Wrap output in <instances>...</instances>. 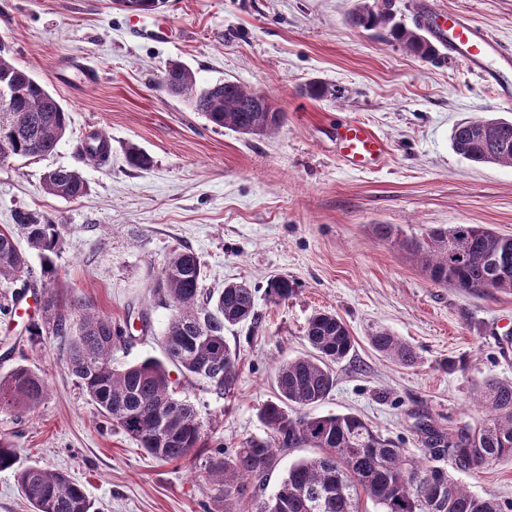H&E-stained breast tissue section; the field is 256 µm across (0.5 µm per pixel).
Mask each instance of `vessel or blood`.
<instances>
[{
  "label": "vessel or blood",
  "mask_w": 512,
  "mask_h": 512,
  "mask_svg": "<svg viewBox=\"0 0 512 512\" xmlns=\"http://www.w3.org/2000/svg\"><path fill=\"white\" fill-rule=\"evenodd\" d=\"M425 30L441 51L452 52L466 68L486 76L504 100H512V46L484 30L461 12L437 8L434 0H416ZM339 158L351 168L380 165L386 156L383 141L365 124L352 121L336 129Z\"/></svg>",
  "instance_id": "1"
}]
</instances>
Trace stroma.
<instances>
[{"instance_id":"stroma-1","label":"stroma","mask_w":512,"mask_h":512,"mask_svg":"<svg viewBox=\"0 0 512 512\" xmlns=\"http://www.w3.org/2000/svg\"><path fill=\"white\" fill-rule=\"evenodd\" d=\"M358 0H168L134 15L111 0H0V37L12 58L67 108L69 127L49 156L0 163V227L26 208L63 224L55 273L35 309L74 300L111 318L147 316L113 352L116 365L161 356L173 310L150 291L173 250L188 249L204 288L244 281L257 290L259 320L225 329L239 354L225 397L200 383L178 391L194 405L210 445L238 447L265 434L259 408L275 399L278 368L309 353L308 319L330 311L354 338L336 364V385L313 411L354 413L411 454L428 447L419 418L443 431L475 426L485 412L472 395L492 374L512 381V292L466 293L433 284L403 250L379 239L378 224L406 236L430 228L483 224L512 235V168L475 164L451 146L452 127L477 116L512 117L481 78L455 59L429 63L349 25ZM512 44V0H438ZM81 61L92 80L72 70ZM187 64L199 83L230 79L265 93L286 114L270 137L212 127L162 77ZM329 96L304 95L309 82ZM367 124L387 145L383 167L338 162L336 124ZM111 143L102 166L81 159L87 130ZM153 159L142 170L130 148ZM78 169L88 194L64 200L41 189L47 171ZM296 293L275 306L269 278ZM384 326L415 347L403 367L377 355L371 328ZM68 338H30L24 322L0 317V375L27 360L49 383L33 412L0 413V436L17 446L0 470V512H29L15 479L38 465L67 473L95 512H224L205 481L206 454L160 462L108 427L66 367ZM471 492L512 502V457L452 468Z\"/></svg>"}]
</instances>
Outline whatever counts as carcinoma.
<instances>
[{"label": "carcinoma", "mask_w": 512, "mask_h": 512, "mask_svg": "<svg viewBox=\"0 0 512 512\" xmlns=\"http://www.w3.org/2000/svg\"><path fill=\"white\" fill-rule=\"evenodd\" d=\"M348 20L356 28L380 30L415 57L432 62L437 48L420 34L421 25L409 28L396 20L392 0H361ZM168 92L183 99L211 124L235 133L269 136L283 125L285 114L273 106L255 107V90L224 80L201 87L194 71L174 62L169 65ZM22 89L7 111H0V154L14 158L52 154L65 136L69 115L60 101L27 70L19 67L9 47L0 40V76ZM99 145L81 144L84 160L99 165L109 152V140L98 134ZM451 144L456 153L477 164L512 167V119L469 118L454 127ZM89 189L83 175L71 168L49 170L42 190L74 200ZM377 237L405 251L434 283L469 293L512 292V236L481 224H454L432 228L419 238L401 235L392 224L375 225ZM42 261L43 273H54L53 258L63 244V225L31 210L20 209L14 223L0 228V280L20 289L0 302L8 316L15 301L38 288L29 276L28 257L18 238ZM198 257L190 250H175L156 276L153 296L173 307L161 339L164 359L148 357L116 366L112 351L126 342L124 330L112 319L90 311L84 303L73 306L76 318L45 308L42 322L27 329L30 336L51 333L71 337L68 372L97 405L100 414L135 440L148 454L163 462L179 461L207 444L194 405L177 396L178 382L168 365L182 377L197 379L215 392L230 393L237 381V352L224 330L243 322H257L256 289L245 282H230L218 292L202 285ZM295 293L284 277L268 280L266 297L279 305ZM304 336L312 353L283 364L277 371V400L259 408L269 430L265 437H249L230 453L223 444L207 457L205 480L225 504L250 503L254 512H359L361 495L378 512H512V503L468 491L448 469L433 463L436 456L416 457L353 414H305L290 410L323 402L336 385L332 366L350 354L353 337L344 321L329 311L309 318ZM371 347L391 361L412 367L418 353L409 342L385 327L368 336ZM47 392L43 376L18 364L0 376V412L34 409ZM474 400L485 407L486 419L477 427L440 433L423 421L418 429L429 445L448 450L459 467L481 465L512 457V381L485 376L474 389ZM301 445L321 450L288 467L287 477L267 500L248 495V486L263 483L278 460L277 452ZM15 445L0 438V470L13 467ZM18 486L32 512H90L84 490L56 470L38 465L16 473Z\"/></svg>", "instance_id": "obj_1"}]
</instances>
